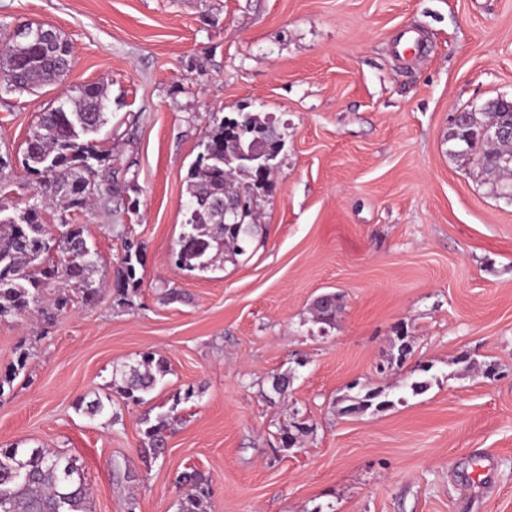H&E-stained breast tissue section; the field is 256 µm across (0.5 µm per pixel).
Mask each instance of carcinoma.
I'll return each mask as SVG.
<instances>
[{"label": "carcinoma", "mask_w": 512, "mask_h": 512, "mask_svg": "<svg viewBox=\"0 0 512 512\" xmlns=\"http://www.w3.org/2000/svg\"><path fill=\"white\" fill-rule=\"evenodd\" d=\"M72 66L71 43L60 34L23 43L11 36L0 44V92L34 91L67 75ZM107 100L104 86L90 83L40 113L23 153L27 170L37 176L38 197L61 202L70 210L86 208L97 192L110 197L117 193L114 174L118 169L112 167V154L95 138L107 123ZM508 126H512V100L495 97L485 102L484 110L463 113L451 127L448 140L459 147L455 154L476 155L493 187L512 197V142L497 134L498 128ZM257 140L272 150L283 147L275 130L251 113L224 118L207 136L191 168L190 202L221 206L224 198L240 193L237 174L245 173L257 180V166L239 155ZM104 168L110 169V176L100 183L95 177ZM41 210L42 204L36 201L12 212L0 205V321L40 306L48 294L54 296L52 306L57 312L67 308L71 291L86 305L95 304L100 295L102 282L94 279L100 256L89 246L84 227L64 224L59 235L53 237L43 224ZM255 219L248 195L233 221L224 220L221 211L208 217L188 216L173 254L175 265L188 271H206L213 266L215 249L243 254ZM140 264V251L125 245L114 282L120 298L136 290ZM337 302L335 294L317 298L316 320L332 323ZM28 358L29 353H20L17 363L0 375V390L14 382ZM168 373L164 358L145 352L137 362L112 372V391L130 402L142 403ZM350 401L341 408L342 413L359 414L389 404L373 389ZM178 403L180 400H175L169 411L153 419H142L145 428L139 448L145 458L156 461L166 455L168 430ZM78 409L92 419L107 416L112 423L118 422L109 394L82 399ZM178 483L187 488L179 500L178 512H209L210 485L205 476L196 469H186ZM0 512H92L84 470L76 458L58 450L39 445L0 446Z\"/></svg>", "instance_id": "cac0c4a2"}]
</instances>
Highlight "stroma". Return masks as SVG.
<instances>
[{
	"label": "stroma",
	"mask_w": 512,
	"mask_h": 512,
	"mask_svg": "<svg viewBox=\"0 0 512 512\" xmlns=\"http://www.w3.org/2000/svg\"><path fill=\"white\" fill-rule=\"evenodd\" d=\"M27 22L58 28L75 63L0 93L7 205L32 201L20 160L39 112L89 83L107 89L99 139L127 204L45 205L48 226L86 225L105 286L96 305L0 322V374L30 354L0 393V444L75 456L92 512H177L189 468L211 481L209 512H512V203L448 140L453 116L512 97V0H0V39ZM408 29L423 45L395 56ZM237 112L284 142L260 227L244 254L178 269L190 169ZM128 242L141 283L121 300ZM169 288L184 300L164 303ZM324 293L330 325L313 319ZM147 351L170 372L146 403L114 397L116 423L77 411ZM354 384L387 407L340 414ZM171 408L165 458L144 461L142 418Z\"/></svg>",
	"instance_id": "35a3bbf8"
}]
</instances>
